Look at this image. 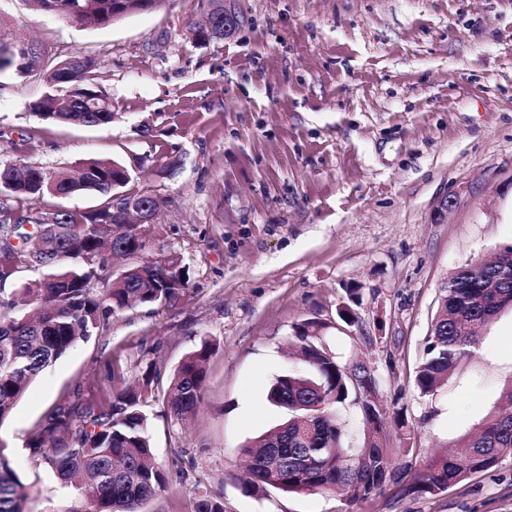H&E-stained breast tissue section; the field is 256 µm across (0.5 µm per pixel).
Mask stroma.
<instances>
[{
    "instance_id": "1",
    "label": "stroma",
    "mask_w": 512,
    "mask_h": 512,
    "mask_svg": "<svg viewBox=\"0 0 512 512\" xmlns=\"http://www.w3.org/2000/svg\"><path fill=\"white\" fill-rule=\"evenodd\" d=\"M229 4L235 36L200 44L202 0H160L106 27L0 0L18 35L95 57L92 78L120 114L106 127L58 124L30 110L49 90L41 76L0 74V162H121L126 193L163 200L146 227L149 257H180L190 273L180 302L114 315L0 422L26 512L83 506L25 448L52 404L146 370L143 410L167 484L143 512H194L207 489L224 512H512V461L440 494L390 485L350 505L324 492L250 494L239 454L286 417L268 391L301 369L290 344L309 317L328 322L339 363L375 362L382 403L403 408L411 432L389 436L398 462L425 468L505 407L512 311L434 394L413 380L449 276L512 245V0ZM351 288L361 298L348 325L337 312ZM205 340L215 350L203 400L181 421L165 393Z\"/></svg>"
}]
</instances>
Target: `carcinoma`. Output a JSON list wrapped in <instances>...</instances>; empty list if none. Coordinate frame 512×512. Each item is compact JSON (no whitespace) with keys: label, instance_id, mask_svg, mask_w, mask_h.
Listing matches in <instances>:
<instances>
[{"label":"carcinoma","instance_id":"cac0c4a2","mask_svg":"<svg viewBox=\"0 0 512 512\" xmlns=\"http://www.w3.org/2000/svg\"><path fill=\"white\" fill-rule=\"evenodd\" d=\"M41 10L74 21L108 26L128 15L146 12L158 0H35ZM193 39L224 37V0H208L195 23ZM24 45L19 54L0 59V72L19 78L39 74L52 92L32 109L59 123L99 127L112 123V101L91 83L96 61L87 54L55 56L39 43L11 35L0 22V43ZM130 179L116 160L88 159L70 173L51 172L21 159L0 163V278L17 270L40 271L22 293L39 306L29 319L14 313V299L0 300V422L7 418L30 384L79 339L93 336L102 322L134 305L176 304L189 283L188 268L175 257L130 265L104 288L90 286L107 256L143 254L149 244L143 224H115L116 212L133 200L155 207L162 199L137 192L114 191ZM92 193L103 198L95 210H43L46 197ZM31 229H26V226ZM512 310V246L496 248L478 265L456 271L441 289L439 312L426 340L414 384L420 395L434 393L480 343L477 328ZM328 323L307 318L294 327L300 360L306 370L279 376L269 399L288 411L279 425L242 446L250 474L247 490L269 487L288 493L331 492L352 503L377 494L388 484L418 494H438L470 476L512 460V413L488 415L479 429L433 460L423 472L413 464L399 467L388 448L385 413L379 406L382 377L375 370L354 385L343 365L322 344ZM209 341L188 354L170 380L166 398L182 420L201 402ZM150 380L111 389L93 398L80 388L57 402L26 448L35 464L53 471L64 483L78 480L85 512H142L166 488L153 459L142 396ZM358 404L365 428L364 446L345 445L346 428L339 407ZM24 486L9 466L0 444V512H24ZM194 512H224V498L205 492Z\"/></svg>","mask_w":512,"mask_h":512}]
</instances>
